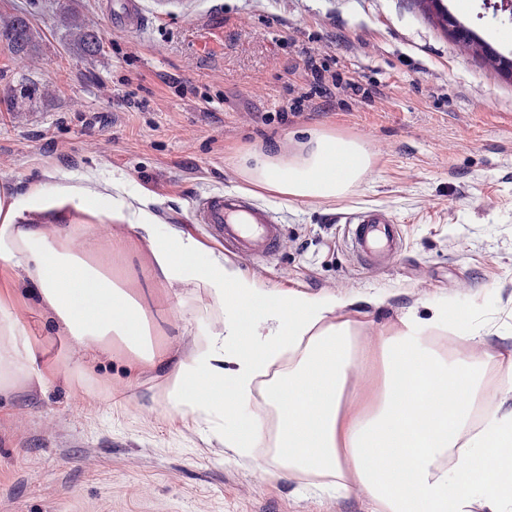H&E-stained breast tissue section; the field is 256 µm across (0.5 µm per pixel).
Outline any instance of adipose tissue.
<instances>
[{
    "instance_id": "ef3b65f1",
    "label": "adipose tissue",
    "mask_w": 512,
    "mask_h": 512,
    "mask_svg": "<svg viewBox=\"0 0 512 512\" xmlns=\"http://www.w3.org/2000/svg\"><path fill=\"white\" fill-rule=\"evenodd\" d=\"M372 156L359 140L321 131L251 154L243 176L293 201L339 199ZM47 212L61 222L52 233L33 220ZM93 221L145 242L160 286L203 290L202 309L219 324L187 356L153 348L148 308L97 266V244L74 248ZM19 292L60 338L92 353L119 344L165 370L166 407L208 424L237 464L328 496L360 491L370 512H512V397L486 404L493 385L512 387V358L487 347L494 317L475 320L444 302L425 316L408 311L378 336L376 385L359 403L350 374L365 351L354 323L336 316L350 297L279 291L242 274L192 234L157 224L151 200L118 181L104 195L38 182L0 188V390L38 371L40 350L9 309ZM443 329L483 355L443 348Z\"/></svg>"
}]
</instances>
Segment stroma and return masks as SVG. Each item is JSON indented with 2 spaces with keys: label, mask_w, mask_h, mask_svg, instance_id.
Listing matches in <instances>:
<instances>
[{
  "label": "stroma",
  "mask_w": 512,
  "mask_h": 512,
  "mask_svg": "<svg viewBox=\"0 0 512 512\" xmlns=\"http://www.w3.org/2000/svg\"><path fill=\"white\" fill-rule=\"evenodd\" d=\"M113 0H0L23 18L32 44L0 40V183L100 189L123 179L175 224L222 251L195 224L197 199L250 195L284 225L270 260L227 255L269 287L350 296L368 360L351 379L370 390L377 336L406 310L448 300L472 315L499 311L512 327V76L441 33L415 0H140L149 23L112 26ZM486 0H447L450 13L512 60V16ZM101 38L88 55L66 17ZM311 52L338 89L330 106L280 122L283 103L309 91ZM359 92L348 90V83ZM317 131L366 143L371 170L345 198L291 201L250 185L239 159ZM379 209L404 244L375 268L345 243L343 213ZM97 260L123 275L150 311L155 346L173 357L212 322L189 321L175 289L155 284L145 245L111 251L115 229L96 224ZM44 353L49 380L0 391V512H369L360 492L318 496L295 480L224 458L219 437L175 413L166 378L55 336L46 314L13 301Z\"/></svg>",
  "instance_id": "obj_1"
}]
</instances>
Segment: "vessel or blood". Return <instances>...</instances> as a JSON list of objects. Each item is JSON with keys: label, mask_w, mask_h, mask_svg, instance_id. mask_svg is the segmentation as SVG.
<instances>
[{"label": "vessel or blood", "mask_w": 512, "mask_h": 512, "mask_svg": "<svg viewBox=\"0 0 512 512\" xmlns=\"http://www.w3.org/2000/svg\"><path fill=\"white\" fill-rule=\"evenodd\" d=\"M115 24L133 30L143 28L146 20L136 0H115L112 6ZM194 220L215 241L238 254L268 258L275 255L283 227L274 213L257 200L222 193L199 198ZM349 248L359 264H376L385 251L399 246L398 228L391 217L378 209L347 215Z\"/></svg>", "instance_id": "obj_1"}]
</instances>
